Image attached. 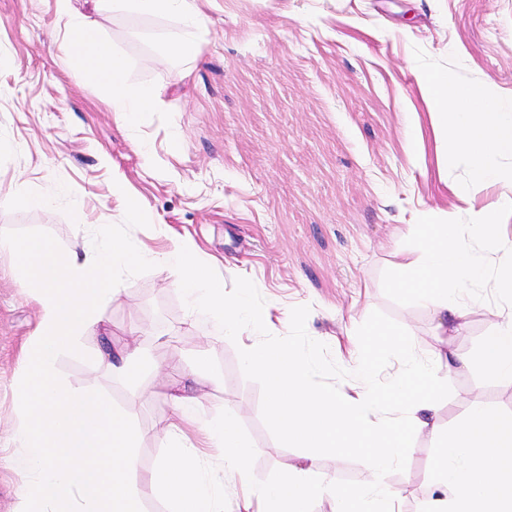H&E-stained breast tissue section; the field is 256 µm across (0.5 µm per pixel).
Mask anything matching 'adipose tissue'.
I'll list each match as a JSON object with an SVG mask.
<instances>
[{"mask_svg": "<svg viewBox=\"0 0 512 512\" xmlns=\"http://www.w3.org/2000/svg\"><path fill=\"white\" fill-rule=\"evenodd\" d=\"M57 5L70 19L67 53L111 86L118 122L151 111L156 93H129L124 58L93 28L71 20V0ZM112 6L178 17L181 27L169 40L170 54L183 59L200 54L203 15L196 0H112ZM420 88L436 141L468 164L476 185L512 177L500 165L512 156L511 105L492 98L483 84L461 81L449 71L426 74ZM410 230L416 254L398 264L397 286L433 313L435 334L443 337L452 329L465 331L469 288L492 284L501 299L498 321L477 362L498 382L512 385V241L498 235L496 211H483L470 224H414ZM95 233L104 246L91 260L75 252L62 257L57 245L39 236L0 239V250L16 258L19 288L39 311L13 392L12 439L19 452L11 464L24 477L19 512H141L149 491L167 500L169 512H224V472L203 469L202 463L207 449L220 447L234 472L247 473L249 451L234 413H212L201 398L173 390L161 437L170 455L141 478L135 453L141 437L132 417L112 407L95 386H69L57 363L78 351L82 336L97 331L100 309L117 293L113 275L123 269L154 266L180 291L189 315L209 321L216 339L237 334L244 324L262 330L266 315L247 310L248 282L226 294L191 241L155 253L114 237L111 225H96ZM399 346L386 329L368 332L354 356L361 381L352 396L316 385V361L300 356L291 341L244 346L245 368L266 382L268 421L305 455L281 478L250 484L239 512H309L319 495L332 496L336 512H396V495L384 475L425 429L435 437L437 451L427 467L430 496L424 512H512V417L476 401L465 417L441 430L435 415L447 381L440 371L452 361L439 348L426 361L408 354L387 382H379L377 357ZM94 361L131 387L144 365L133 344L103 348ZM339 442L367 447V476L356 487H342L319 472L315 449Z\"/></svg>", "mask_w": 512, "mask_h": 512, "instance_id": "1", "label": "adipose tissue"}]
</instances>
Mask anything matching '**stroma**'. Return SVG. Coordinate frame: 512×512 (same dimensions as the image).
Segmentation results:
<instances>
[{
    "label": "stroma",
    "instance_id": "35a3bbf8",
    "mask_svg": "<svg viewBox=\"0 0 512 512\" xmlns=\"http://www.w3.org/2000/svg\"><path fill=\"white\" fill-rule=\"evenodd\" d=\"M198 2L204 42L190 63L165 58L177 18L73 0L125 58L128 89L160 93L153 111L123 125L111 88L67 55L57 0H0V236L36 233L86 256L102 245L96 224L159 253L189 238L226 293L248 279L249 305L267 312L270 326L220 341L154 267L120 271L99 332L82 337L80 353L64 355L58 370L134 414L140 473L167 453L159 437L179 386L212 411L237 412L248 477L268 482L299 464L301 451L268 424L265 383L244 367L245 345L290 340L316 360L317 384L354 394L360 373L350 352L360 331L386 327L421 359L437 344L432 314L394 285L396 264L415 246L408 225L466 224L494 207L499 235L512 240V207L502 204L512 185L474 188L465 162L439 160L418 85L427 72L449 70L512 103V0ZM118 179L142 201L138 216L114 194ZM17 195L34 205L12 206ZM44 196L48 205H38ZM13 266L0 251V512L20 508L24 478L8 441L21 351L38 316ZM472 303L467 332L448 339L456 368L437 412L444 426L476 400L512 415V386L469 363L496 326L499 297L477 287ZM134 324L146 367L133 391L94 370L92 358L104 338L121 346ZM198 355L215 383L192 376ZM434 448L419 434L385 475L403 512H419L429 496ZM320 455L321 471L346 486L366 474L365 449Z\"/></svg>",
    "mask_w": 512,
    "mask_h": 512
}]
</instances>
